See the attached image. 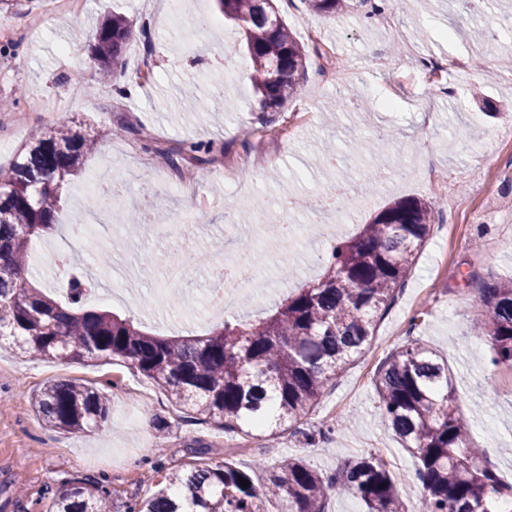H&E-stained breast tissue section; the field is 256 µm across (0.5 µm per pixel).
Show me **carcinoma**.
Segmentation results:
<instances>
[{"mask_svg":"<svg viewBox=\"0 0 512 512\" xmlns=\"http://www.w3.org/2000/svg\"><path fill=\"white\" fill-rule=\"evenodd\" d=\"M238 28L226 48L250 59L248 78L264 112H279L293 97L306 52L275 9L274 0H215ZM311 10L332 17L345 0H309ZM135 27L121 14L106 19L92 49L104 77L118 68ZM97 139L64 118L21 147L0 173V337L11 336L32 358L60 361L122 359L163 388L170 401L204 424L232 437L267 442L278 430L314 443L348 427L304 429V418L320 403L325 386L355 357L369 351L379 315L396 301L426 242L433 206L404 198L362 225L354 238L334 244L317 281L289 296L272 315L252 323L226 321L208 335L152 336L104 310L84 306L88 281L79 273L59 299L25 276L35 241L62 229L57 214L61 191L95 150ZM388 138L352 143V152L387 151ZM211 144L182 142L164 152L180 160L206 161ZM471 329L491 346L493 362L512 365V279L485 281ZM380 409L418 466L422 493L415 512H501L512 493L469 442L448 365L417 341L397 349L374 372ZM34 407L55 430L97 428L109 416L103 392L77 380L46 383ZM249 481L240 487V479ZM185 488L188 495L179 490ZM349 491L368 512H405V500L383 460L374 455L346 462L326 476L300 458L274 466L258 487L232 460L219 465L187 463L164 476L151 495L127 512H263L281 501L285 512H325L332 494ZM53 512H110V491L97 482L75 481L54 498Z\"/></svg>","mask_w":512,"mask_h":512,"instance_id":"obj_1","label":"carcinoma"}]
</instances>
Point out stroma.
<instances>
[{
  "mask_svg": "<svg viewBox=\"0 0 512 512\" xmlns=\"http://www.w3.org/2000/svg\"><path fill=\"white\" fill-rule=\"evenodd\" d=\"M77 11L47 9L46 0H21L0 26V46L17 44L10 67L0 70V166H9L17 149L32 134L70 118L98 140L83 170L63 192L61 217L81 215L98 233L76 250L89 266L104 272L130 269L134 288L116 287L109 301L97 306L142 323L158 336H204L224 321H255L273 313L295 288L318 278L313 263L324 226L334 238H350L359 225L399 198L433 203L430 235L395 303L376 325L370 350L332 379L309 418L321 428L346 416L356 427L313 444L291 432L278 434L260 447L237 439L235 460L263 484L268 466L302 458L313 469L333 473L346 461L369 454L385 460L398 488L414 506L421 494L416 466L384 420L372 376L391 351L418 339L447 363L462 397L461 412L470 424L473 446L481 448L490 468L512 484V366H492L483 337L469 332L465 314L476 311L479 285L492 278H512V182L497 181V168L512 158V33L474 41V28L497 26L512 15V0H352L336 17L313 14L306 0H277L282 20L307 53V68L285 112H263L254 101L246 74L250 61L234 58L237 82L224 81V46L235 29L217 16L213 0H186L188 10L203 9L216 27L198 39L192 23H166V0H78ZM118 13L143 26L147 38L128 47L123 86L97 81L90 48L103 17ZM148 58L153 76L135 83L137 57ZM436 58L472 59L474 72L456 68L432 71ZM83 73L96 84L92 94L69 100V78ZM309 113L297 133L278 136L284 113ZM466 128L467 139L456 136ZM269 135L268 159L249 192L214 174L225 159L251 155L259 137ZM389 135V155L358 156L352 140ZM211 142L220 153L182 178L161 151L179 142ZM333 143L335 160L319 153L321 142ZM418 155L421 172H432L440 186L432 192L419 176L403 181L395 163ZM107 174L124 184V197L113 210L97 205L87 193L92 176ZM354 186L342 197V211L316 214L308 203L339 183ZM496 187L486 205L484 184ZM296 201L295 223L305 230L288 260L277 244L261 246L264 272L257 280L232 286L233 305L210 312L204 301L221 284L211 277L217 256L234 262L240 230L225 222L227 206L249 212L256 198L275 203L281 195ZM177 220L194 214L199 232L190 244L194 263L177 286L181 324L156 316L169 307L168 295H157L160 258L168 243L160 233L143 238L125 233L126 250H113L117 211L141 206ZM61 236L36 244L30 279L56 295L66 293L67 275L48 266L43 256L61 245ZM295 270L280 277L282 266ZM471 274V282L453 278V269ZM415 321L412 335L395 334L399 322ZM79 379L103 390L110 415L100 428L68 433L48 428L32 405V396L53 379ZM205 446L202 462L224 460L227 440L216 427L184 421L163 389L123 361L98 360L62 364L25 356L12 339L0 340V512H50L58 492L73 481H105L114 512H124L133 498L152 492L172 470L189 460V451Z\"/></svg>",
  "mask_w": 512,
  "mask_h": 512,
  "instance_id": "stroma-1",
  "label": "stroma"
}]
</instances>
